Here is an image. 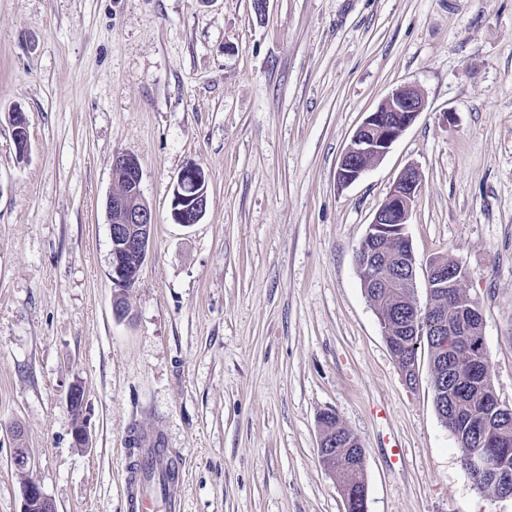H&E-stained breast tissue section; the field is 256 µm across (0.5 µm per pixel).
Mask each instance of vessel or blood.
<instances>
[{"mask_svg":"<svg viewBox=\"0 0 512 512\" xmlns=\"http://www.w3.org/2000/svg\"><path fill=\"white\" fill-rule=\"evenodd\" d=\"M160 471V479L150 482L145 470L129 463L125 482L126 512H182L179 488L183 477V463L179 456L166 448L152 451Z\"/></svg>","mask_w":512,"mask_h":512,"instance_id":"b4317fda","label":"vessel or blood"}]
</instances>
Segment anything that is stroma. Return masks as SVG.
<instances>
[{
  "label": "stroma",
  "instance_id": "1",
  "mask_svg": "<svg viewBox=\"0 0 512 512\" xmlns=\"http://www.w3.org/2000/svg\"><path fill=\"white\" fill-rule=\"evenodd\" d=\"M403 83L426 110L339 186L354 132ZM118 153L155 215L122 318ZM193 163L209 202L183 226L172 190ZM410 165L416 264L466 267L512 407V0H268L261 16L252 0H0V512H21L26 477L56 512H125L135 437L182 458L183 512H344L319 461L325 410L366 451L367 512H512L468 481L428 351L407 385L357 273ZM85 401V390L82 384L73 383L66 397L67 407L75 415V428L73 442L76 447L84 448L89 443V436L83 418V407Z\"/></svg>",
  "mask_w": 512,
  "mask_h": 512
}]
</instances>
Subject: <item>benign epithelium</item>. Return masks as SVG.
<instances>
[{
    "label": "benign epithelium",
    "instance_id": "obj_1",
    "mask_svg": "<svg viewBox=\"0 0 512 512\" xmlns=\"http://www.w3.org/2000/svg\"><path fill=\"white\" fill-rule=\"evenodd\" d=\"M426 109L423 93L412 84L394 88L377 108L368 113L354 133L342 156L336 172L337 182L346 187L358 181L367 171L363 159L370 156L374 161L382 159L402 133L412 125L418 115ZM112 173L123 174L124 187L111 193L106 201L112 244L111 278L115 287L126 290L139 280L146 260L155 224L154 213L143 196L141 187L142 169L139 160L132 154L113 156ZM422 177L414 166L404 168L393 183L388 196L374 214L367 232L356 252L358 274L375 284L370 268L371 247L380 238L409 242L406 226L412 205L420 190ZM208 206V192L204 172L196 164L186 167L178 176L171 200V216L176 224L190 226L198 223ZM448 280L445 261L434 260L426 270V288ZM392 288H416L415 263L402 267V274L390 279ZM85 390L82 384L73 383L66 397L67 407L75 415L74 445L84 448L89 436L83 418ZM330 440L320 433L319 458L322 467L334 474L336 449L328 447ZM465 472L472 483L496 481L502 476L498 455L489 449L467 451ZM21 512H55L53 501L36 482L22 485Z\"/></svg>",
    "mask_w": 512,
    "mask_h": 512
}]
</instances>
